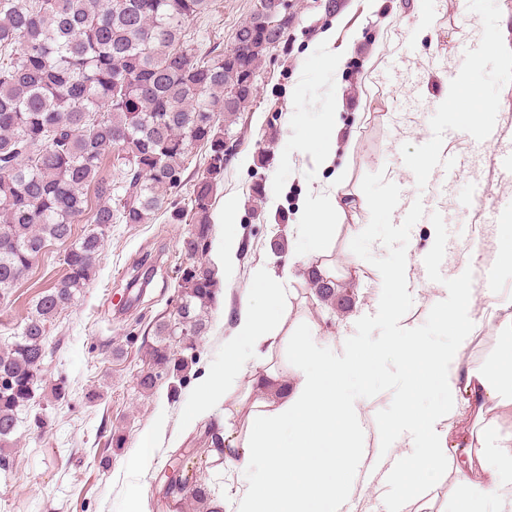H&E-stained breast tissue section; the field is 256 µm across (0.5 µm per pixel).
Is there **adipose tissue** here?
<instances>
[{"label": "adipose tissue", "mask_w": 512, "mask_h": 512, "mask_svg": "<svg viewBox=\"0 0 512 512\" xmlns=\"http://www.w3.org/2000/svg\"><path fill=\"white\" fill-rule=\"evenodd\" d=\"M341 101H333L324 124L285 154L309 160L317 170L331 167L339 151ZM341 185L318 195L296 213L297 239L323 236L344 210ZM290 266L256 267L235 315L234 331L224 341V365L197 383L186 424L209 421L232 400L242 375H250L254 398L244 433L224 430L225 464L249 469L253 477L236 492L237 512H336L337 501L349 500L358 483L366 416L346 400L343 377L354 368L368 373L375 354L356 349L344 336L298 334L292 343L299 358L287 376L270 373L262 362L277 334L267 305L281 306ZM475 303L484 297L480 315L460 314L458 340L435 348L418 336L393 337L390 347L403 362L419 365V384L436 383L446 395L438 412L421 417L401 411L395 424L412 428L421 442V470L402 474L388 512H413L416 493L425 489L423 472L440 477L450 466L461 495L454 512H512V292L497 288L477 293L469 282L458 288ZM510 342V349L472 361L471 344L482 329ZM472 427H461L465 414Z\"/></svg>", "instance_id": "obj_1"}]
</instances>
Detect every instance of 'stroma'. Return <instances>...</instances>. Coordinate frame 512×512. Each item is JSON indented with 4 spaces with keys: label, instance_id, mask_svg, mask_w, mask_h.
<instances>
[{
    "label": "stroma",
    "instance_id": "stroma-1",
    "mask_svg": "<svg viewBox=\"0 0 512 512\" xmlns=\"http://www.w3.org/2000/svg\"><path fill=\"white\" fill-rule=\"evenodd\" d=\"M412 2L379 0L375 11L366 13L361 0H290L288 40L262 58L251 100L226 129L235 149L212 214L220 216L226 204H236L239 221L228 232L238 236L240 251L208 309L209 329L196 341L197 359L185 381L176 385L164 376L144 393L136 377L151 342L147 326L177 300L178 270L187 260L182 241L190 224L170 222L164 212L150 224H113L94 280L49 326L41 376L48 386L66 382L68 394L21 411L10 450L13 466L0 472V512H129L134 500L140 512H158L164 472L182 453L197 479L223 500L224 512H234L232 494L246 473L201 451V434L186 428L185 416L197 379L224 362V338L234 326L240 289L256 266L280 268L286 257L273 250V241L290 236L296 210L330 190L337 175H344L355 204L365 199L363 177L380 170L401 187L403 207L423 202L427 215L412 228L407 246L413 305L402 327L422 325L436 300L447 296L444 284L430 281L419 262L435 240L431 212L442 214L450 232L441 264L445 279L490 262L492 287L512 290V263L494 258L497 240L512 235V178L500 173V150L512 145V84L501 90L490 138L446 132L442 152L455 158L456 174L447 179L433 171L426 189L417 190L401 147L430 140L429 120L447 97L465 51L477 47L482 22L469 12L468 0H425L433 21V32L426 35ZM258 5L259 0H215L209 17L195 25V35L203 44L229 48L237 27ZM342 17L358 20L363 36L349 49L343 73L335 75L324 66L322 33ZM338 94L345 102L341 120L348 136L343 173L300 163L283 166L282 156L323 123ZM257 184L258 196L252 192ZM368 220L365 214L338 218L322 250V260L334 266L348 290L347 305L322 304L307 287L303 267H296L269 355L277 372L289 371L295 359L290 335L316 329L350 336L359 318L374 314L379 273L350 258V242ZM463 245L470 250L465 263L459 258ZM65 253V245L49 243L18 288L0 301V345L10 343L39 296L64 274ZM147 255L156 258L158 273L135 307L124 310L125 285L135 263ZM37 415L44 421L39 428L33 424ZM160 415L166 427L157 436L152 466L131 470L140 434Z\"/></svg>",
    "mask_w": 512,
    "mask_h": 512
}]
</instances>
